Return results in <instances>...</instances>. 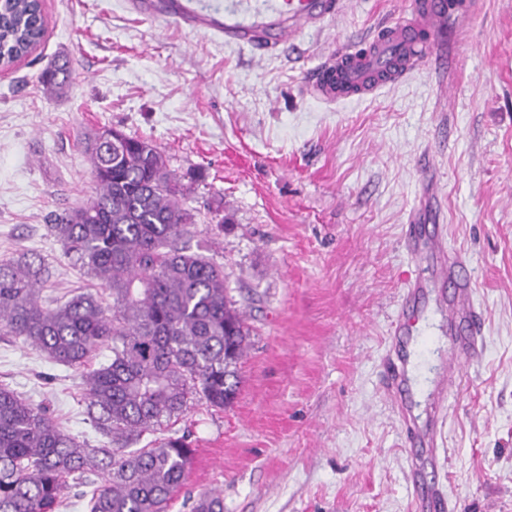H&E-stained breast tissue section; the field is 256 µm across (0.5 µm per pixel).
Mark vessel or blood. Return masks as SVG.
Here are the masks:
<instances>
[{"instance_id": "obj_1", "label": "vessel or blood", "mask_w": 512, "mask_h": 512, "mask_svg": "<svg viewBox=\"0 0 512 512\" xmlns=\"http://www.w3.org/2000/svg\"><path fill=\"white\" fill-rule=\"evenodd\" d=\"M133 6L144 14L161 12L171 16L190 31L220 35L225 43L267 52L300 33L310 22L337 13L340 2L272 0L269 7L257 9L248 18L208 0H134ZM460 8L459 0H418L411 16L388 24L363 47L336 50L306 83V93L330 103L361 99L382 86L409 79L427 66L443 65L445 55L435 52L434 46L449 16ZM447 236L443 227L426 239L418 236L415 225L404 227L407 252L415 258L436 256L439 264L435 276L450 288L448 350L433 393L430 418L423 420L415 413L416 393L409 375L411 356L399 351L402 337H413L416 329L417 317L410 311V302L419 291L418 285H410L402 298L383 363V389L401 427L415 512H456L457 505L446 490L435 483H423L420 473L425 453H436L440 446L439 425L449 388L462 380L463 366L482 359L486 343L469 258L461 251L447 252Z\"/></svg>"}]
</instances>
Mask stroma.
<instances>
[{"label":"stroma","instance_id":"35a3bbf8","mask_svg":"<svg viewBox=\"0 0 512 512\" xmlns=\"http://www.w3.org/2000/svg\"><path fill=\"white\" fill-rule=\"evenodd\" d=\"M416 0H343L336 16L271 56L126 9L124 0H42L45 33L0 69V259L41 256L42 302L96 279L50 226L90 196L86 133L149 139L190 188L192 250L224 267L251 332L239 393L190 403L152 438L194 457L168 512L205 489L224 512H413L400 429L381 384L385 339L409 281L406 224H444L470 259L485 354L450 392L429 480L457 512H512V0H474L448 28V67L340 105L301 92L330 54L357 46ZM69 86L46 90L59 57ZM446 322L428 300L412 349L429 407ZM46 405L68 433L105 445L79 378L0 336V385Z\"/></svg>","mask_w":512,"mask_h":512}]
</instances>
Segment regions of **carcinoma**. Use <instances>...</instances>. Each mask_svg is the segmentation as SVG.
Instances as JSON below:
<instances>
[{
  "instance_id": "1",
  "label": "carcinoma",
  "mask_w": 512,
  "mask_h": 512,
  "mask_svg": "<svg viewBox=\"0 0 512 512\" xmlns=\"http://www.w3.org/2000/svg\"><path fill=\"white\" fill-rule=\"evenodd\" d=\"M43 34L41 0H0L1 65L30 54ZM71 75L57 64L41 81L62 90ZM84 152L95 191L51 231L112 305L85 292L48 308L43 258L0 260V335L80 371L87 413L109 446L88 447L0 385V512H55L69 480L91 475L93 489L79 492L88 512H168L193 449L182 437L128 445L181 416L194 396L222 409L239 390L246 312L228 295L224 266L191 251L186 188L163 151L104 127L85 137ZM104 345L111 361L87 370ZM191 512H224L222 493H199Z\"/></svg>"
}]
</instances>
